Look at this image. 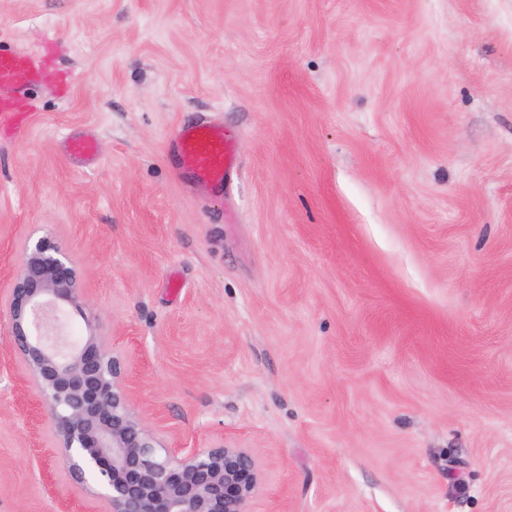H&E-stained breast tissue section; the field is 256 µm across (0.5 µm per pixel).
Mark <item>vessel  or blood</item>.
<instances>
[{"instance_id":"vessel-or-blood-1","label":"vessel or blood","mask_w":512,"mask_h":512,"mask_svg":"<svg viewBox=\"0 0 512 512\" xmlns=\"http://www.w3.org/2000/svg\"><path fill=\"white\" fill-rule=\"evenodd\" d=\"M40 75V65L32 55L0 50V88L21 95ZM170 152L181 179L208 184L218 192L224 188L226 168L235 159L234 147L225 141L223 128L207 121L179 126Z\"/></svg>"}]
</instances>
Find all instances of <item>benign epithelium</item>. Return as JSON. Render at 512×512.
<instances>
[{
    "mask_svg": "<svg viewBox=\"0 0 512 512\" xmlns=\"http://www.w3.org/2000/svg\"><path fill=\"white\" fill-rule=\"evenodd\" d=\"M74 255L49 237L26 239L0 294L8 354L49 435L48 454L107 512H247L261 482L258 455L215 444L173 452L134 404L126 360L95 319ZM86 334L65 330L70 311Z\"/></svg>",
    "mask_w": 512,
    "mask_h": 512,
    "instance_id": "benign-epithelium-1",
    "label": "benign epithelium"
}]
</instances>
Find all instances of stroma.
<instances>
[{
    "label": "stroma",
    "mask_w": 512,
    "mask_h": 512,
    "mask_svg": "<svg viewBox=\"0 0 512 512\" xmlns=\"http://www.w3.org/2000/svg\"><path fill=\"white\" fill-rule=\"evenodd\" d=\"M0 48L43 69L0 291L71 249L173 451L255 450L250 512H512V0H0ZM199 120L220 195L169 158ZM47 443L1 351L0 512H88ZM170 152L179 177L189 183H205L224 190L225 169L235 159L234 147L224 139V128L207 121L179 126L171 139Z\"/></svg>",
    "instance_id": "obj_1"
}]
</instances>
